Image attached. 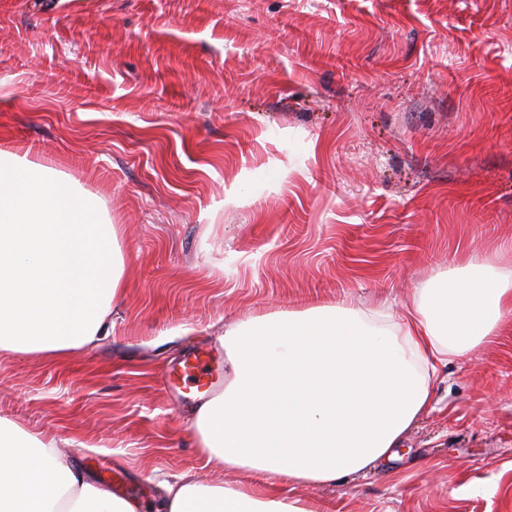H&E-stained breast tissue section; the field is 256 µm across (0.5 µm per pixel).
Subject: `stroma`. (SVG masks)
<instances>
[{"mask_svg": "<svg viewBox=\"0 0 512 512\" xmlns=\"http://www.w3.org/2000/svg\"><path fill=\"white\" fill-rule=\"evenodd\" d=\"M97 197L125 292L62 360L0 352V418L139 512L160 480L249 482L166 389L226 325L418 288L512 242V0H0V151ZM396 460L295 497L512 512V328L439 366Z\"/></svg>", "mask_w": 512, "mask_h": 512, "instance_id": "obj_1", "label": "stroma"}]
</instances>
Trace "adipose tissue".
<instances>
[{
    "mask_svg": "<svg viewBox=\"0 0 512 512\" xmlns=\"http://www.w3.org/2000/svg\"><path fill=\"white\" fill-rule=\"evenodd\" d=\"M125 258L107 213L38 162L0 151V351L64 357L113 329ZM512 325V265L468 259L397 316L347 301L225 328L221 393L192 412L199 446L228 486L165 482L168 512H321L283 487L333 486L393 460L435 411L438 364ZM58 449L0 418V512H138Z\"/></svg>",
    "mask_w": 512,
    "mask_h": 512,
    "instance_id": "1",
    "label": "adipose tissue"
}]
</instances>
